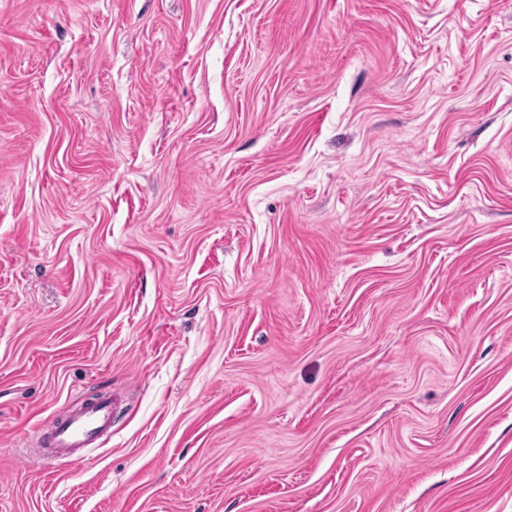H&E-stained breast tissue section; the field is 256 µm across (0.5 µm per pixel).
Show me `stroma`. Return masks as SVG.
<instances>
[{"instance_id":"obj_1","label":"stroma","mask_w":512,"mask_h":512,"mask_svg":"<svg viewBox=\"0 0 512 512\" xmlns=\"http://www.w3.org/2000/svg\"><path fill=\"white\" fill-rule=\"evenodd\" d=\"M0 512H512V0H0ZM120 404V398L112 393L81 404L53 427L46 444L47 455L81 463L84 448L111 433L112 415Z\"/></svg>"}]
</instances>
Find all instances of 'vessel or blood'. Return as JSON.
I'll return each instance as SVG.
<instances>
[{
	"instance_id": "1",
	"label": "vessel or blood",
	"mask_w": 512,
	"mask_h": 512,
	"mask_svg": "<svg viewBox=\"0 0 512 512\" xmlns=\"http://www.w3.org/2000/svg\"><path fill=\"white\" fill-rule=\"evenodd\" d=\"M121 400L117 395L105 394L80 405L52 429L46 444L47 453L70 463H81L84 448L110 434L112 416Z\"/></svg>"
}]
</instances>
